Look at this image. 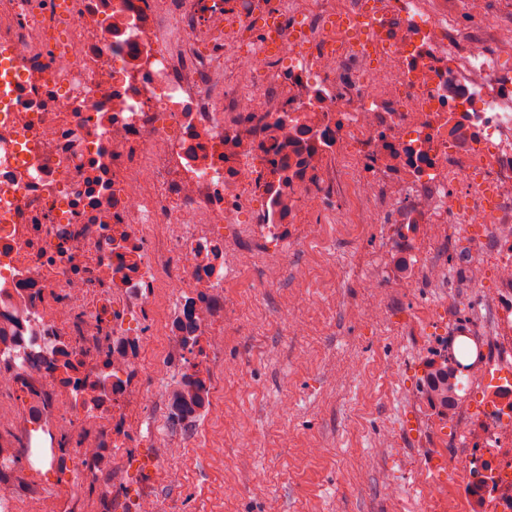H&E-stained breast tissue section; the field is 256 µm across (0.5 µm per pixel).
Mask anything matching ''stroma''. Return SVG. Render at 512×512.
Returning a JSON list of instances; mask_svg holds the SVG:
<instances>
[{"mask_svg":"<svg viewBox=\"0 0 512 512\" xmlns=\"http://www.w3.org/2000/svg\"><path fill=\"white\" fill-rule=\"evenodd\" d=\"M429 7L467 34L512 19V0H488L480 14L463 0ZM333 235L332 258L290 250L270 288L261 259L279 254L280 240L244 243L252 257L225 289L224 308L248 287L255 303L225 321L223 347L203 353L240 373L222 381L200 430L176 434L179 454L143 439L107 454L95 477L81 455H35L12 483L43 512H135L146 498L156 512H443L428 485L447 484L462 417L512 377V362L496 361L484 388L467 389L447 415L409 397L447 344L462 345L449 324L470 321L499 283L489 269L468 287L452 243L443 260L458 285L431 287L420 230L406 224H355ZM299 265L334 287H302ZM406 278L411 287H402ZM281 398L288 413L272 409Z\"/></svg>","mask_w":512,"mask_h":512,"instance_id":"1","label":"stroma"}]
</instances>
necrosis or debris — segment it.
<instances>
[{
    "label": "necrosis or debris",
    "mask_w": 512,
    "mask_h": 512,
    "mask_svg": "<svg viewBox=\"0 0 512 512\" xmlns=\"http://www.w3.org/2000/svg\"><path fill=\"white\" fill-rule=\"evenodd\" d=\"M365 12L364 0H0V426H19L23 448L65 441L96 470L136 440L131 407L167 442L189 378L202 401L188 423L210 411L233 367L196 362L185 327L223 345L224 285L242 263L224 227L257 197L241 237L292 248L304 212L418 224L430 246L487 225L467 241L470 282L496 267L499 342L472 383L512 356V21L470 38L421 0H382L370 54L329 23ZM271 15L279 71L261 39L225 31ZM285 110L296 123L275 126ZM278 150L299 162L280 206L267 180ZM457 446L452 488L484 482L491 512H512V401L464 420Z\"/></svg>",
    "instance_id": "necrosis-or-debris-1"
}]
</instances>
